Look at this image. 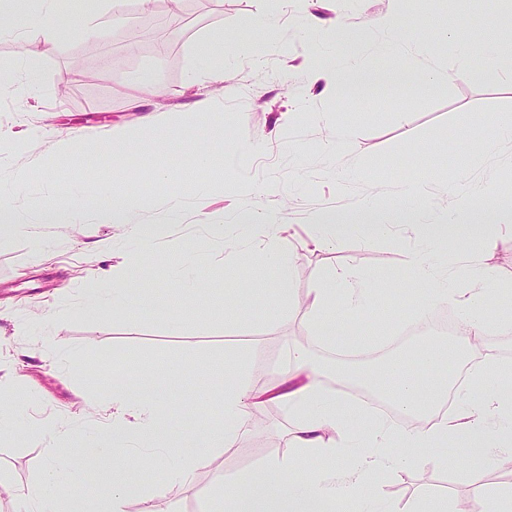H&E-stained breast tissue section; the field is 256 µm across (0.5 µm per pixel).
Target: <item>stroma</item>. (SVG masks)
Segmentation results:
<instances>
[{"mask_svg":"<svg viewBox=\"0 0 512 512\" xmlns=\"http://www.w3.org/2000/svg\"><path fill=\"white\" fill-rule=\"evenodd\" d=\"M270 4L198 0L186 17L170 21L126 0L132 21L123 26L101 16L97 32L63 42L19 44L0 34V190L24 222L0 232V311L6 313L0 318V396L24 400L20 408L0 403V512H17L15 489L39 484L56 448L82 463L86 483L98 482V469L83 459L112 421V371L137 382L136 367L145 359L155 363L164 407L179 422L175 444L185 454L193 452L206 420L218 416L217 406L200 403L212 378L199 364L220 366L225 352H245L250 385L269 395L249 408L245 432L215 449L192 484H169L154 499L155 512H205L225 481L260 473L275 457L299 460L306 474L321 468V459L299 458L293 417L274 398L283 386L272 377L287 374L288 351L305 336L324 383L334 385L337 360L309 338L304 321V302L327 269L347 268L349 286L362 279L372 290L362 321L350 322L340 306L328 321L355 351L379 350L416 318L409 258L421 245L422 225L400 224L375 235L359 215L367 201L383 209L402 206L406 182H424L421 205L437 214L453 204L451 190L463 182L489 186V194L471 204V223L480 229L498 281L512 284V231L497 222L500 210L512 209V142L495 139L488 124L498 113H512V72H488L479 52L460 55L435 34L447 21L493 35L500 57L512 59V0H323L315 9L307 0H288L276 41L253 36L262 66L230 55L223 81L202 87L217 111L201 124L188 122L195 98L187 87L201 69L196 43L246 31ZM310 12L318 18L312 28ZM384 16L409 39L408 55L386 58L370 50L375 22ZM313 51L327 60L362 54L374 79L359 94L346 85L325 92L308 76ZM22 54L43 73L42 85L24 93L14 81ZM432 69L446 73L444 87L422 84ZM149 117L168 126L166 138L146 126ZM339 123L357 128L354 147L323 152ZM121 128L139 134L115 153L79 159L57 152L58 141L73 133L104 146ZM29 136V151H10L13 140ZM232 143L251 151L226 156ZM199 155L209 159L208 168H198ZM21 171L29 179L20 186ZM159 171L168 178L156 185L152 177ZM244 183L254 194L241 192ZM136 184L151 195L136 222L166 228L144 252L123 228L95 223L90 214ZM74 196L83 198L85 209L73 222L42 223L47 202L65 204ZM175 196L183 207L177 224L169 214ZM247 209L258 223H236ZM325 212L346 230L317 249L313 226ZM205 215L223 217V239L207 235L200 222ZM103 240L112 243L109 253L96 249ZM269 246L291 262L285 310L275 303L274 272L264 264ZM191 255L202 262L210 301L187 302L173 275ZM133 260L143 274L129 286L151 305L128 314H86L112 273ZM176 319L185 323L177 335L170 331ZM200 321L205 329H197ZM457 452L450 443L407 469L379 472L373 485L380 504L406 512L417 496L430 493L447 497L450 512H459L477 486L512 482V472L495 464L477 472L444 467L443 458Z\"/></svg>","mask_w":512,"mask_h":512,"instance_id":"35a3bbf8","label":"stroma"}]
</instances>
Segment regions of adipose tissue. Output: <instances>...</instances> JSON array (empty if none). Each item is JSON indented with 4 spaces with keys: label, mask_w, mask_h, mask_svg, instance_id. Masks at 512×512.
I'll list each match as a JSON object with an SVG mask.
<instances>
[{
    "label": "adipose tissue",
    "mask_w": 512,
    "mask_h": 512,
    "mask_svg": "<svg viewBox=\"0 0 512 512\" xmlns=\"http://www.w3.org/2000/svg\"><path fill=\"white\" fill-rule=\"evenodd\" d=\"M42 7L29 10L26 0H0V24L9 23L17 41L32 39L64 40L79 33L82 19L63 12L61 0H40ZM252 42L243 33L201 40L196 54L203 62L201 79L224 78V61L229 53L248 54ZM425 193L424 184L413 181L403 189L405 204L401 210L382 216L385 224L417 223L426 225L422 246L412 254L410 265L416 276L414 293L420 310L451 304L460 313L464 338L483 335L493 317L491 307L501 284L490 271L483 251L474 249L469 240L455 241L458 264L447 272H436L432 258L437 247L450 240L452 229L466 223L469 209L458 205L440 215L438 223L428 221L418 201ZM148 195L137 192L107 210H97L92 218L99 224H120L143 249L151 248L162 231L159 226L139 224L135 213L148 204ZM345 270L335 269L324 275L323 285L314 289L305 312L307 325L319 339L335 344L336 335L325 329L324 322L336 304H343L352 321H360L368 312V288L361 287L337 300L336 287L345 280ZM425 376L405 375L402 360L386 364L373 389L387 391L390 377L401 379L394 402L396 418L381 416L365 429L362 442L365 453H348L352 428L340 412L341 397L327 387L318 369L309 361L307 349L292 347L289 363L294 372L305 375V383L284 394L283 399L297 426L296 447L303 454L322 458L323 468L305 479L289 477L288 462L273 459L264 470L265 477L242 475L224 486L223 500L214 501L210 512H329L340 498H348L351 512H372L366 482L385 469H399L432 455L435 448L454 442L471 462L488 464L512 457V370L488 362L473 373L474 387L449 394L454 382L448 371L455 350L434 345H418L412 350ZM247 359L241 353L226 354L224 375L218 383L219 418L202 434L198 450L180 454L169 437L176 430L172 416L163 409L156 384L135 385L121 375L112 378V425L99 438L91 456L102 477L88 484L60 471L58 461H51L43 482L22 493L25 512H42L43 504L78 502L86 512H123L125 502L134 496L151 501L159 489H148L134 481L125 460L131 451H144V466L165 472L170 480L188 484L196 471L207 464L212 448L231 443L245 429L246 410L257 396L250 387ZM454 396V409L441 413L447 396ZM335 429L338 440L325 439L327 429Z\"/></svg>",
    "instance_id": "obj_1"
}]
</instances>
